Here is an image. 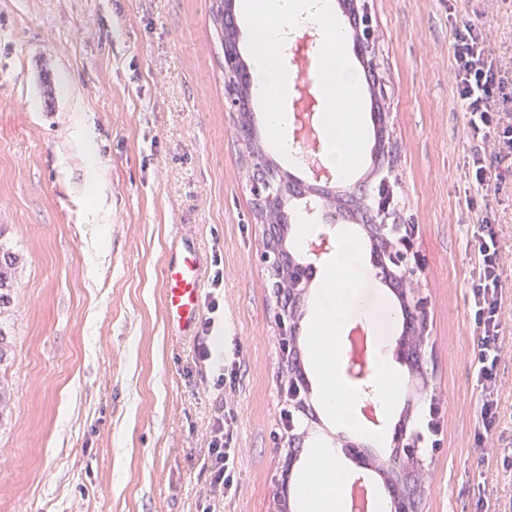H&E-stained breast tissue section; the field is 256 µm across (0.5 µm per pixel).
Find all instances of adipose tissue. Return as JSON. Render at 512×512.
<instances>
[{
	"label": "adipose tissue",
	"mask_w": 512,
	"mask_h": 512,
	"mask_svg": "<svg viewBox=\"0 0 512 512\" xmlns=\"http://www.w3.org/2000/svg\"><path fill=\"white\" fill-rule=\"evenodd\" d=\"M360 253L357 237L341 232L336 255L324 274L330 310L317 313L312 321L319 344L316 362L322 368L323 404L326 412L345 427L358 426L356 406L361 395L336 375L337 338L347 323L369 319L372 314L370 297L355 286L352 278ZM349 480L350 473L340 456L324 457L299 487V512H345L344 489Z\"/></svg>",
	"instance_id": "1"
}]
</instances>
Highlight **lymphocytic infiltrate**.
<instances>
[{
    "instance_id": "obj_1",
    "label": "lymphocytic infiltrate",
    "mask_w": 512,
    "mask_h": 512,
    "mask_svg": "<svg viewBox=\"0 0 512 512\" xmlns=\"http://www.w3.org/2000/svg\"><path fill=\"white\" fill-rule=\"evenodd\" d=\"M491 39L489 30L474 23L465 22L454 29L455 66L450 80L466 106L471 136L482 143L481 149L469 156L465 171L469 186L479 192L490 185L488 154L512 155V126H502L500 117L502 105L512 99L506 93L508 83L512 82V68L493 56ZM477 253L478 283L471 292L470 317L479 336L476 382L482 405L475 437L482 441L492 433L497 420L493 395L501 352L498 305L501 255L491 227H483ZM206 467L212 488L226 491L232 487L237 452L224 439V419L220 416L214 421Z\"/></svg>"
}]
</instances>
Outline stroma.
Returning <instances> with one entry per match:
<instances>
[{
  "label": "stroma",
  "mask_w": 512,
  "mask_h": 512,
  "mask_svg": "<svg viewBox=\"0 0 512 512\" xmlns=\"http://www.w3.org/2000/svg\"><path fill=\"white\" fill-rule=\"evenodd\" d=\"M385 109L396 142L397 211L415 227L409 264L428 346L424 374L399 354V306L363 249L353 270L372 296L367 324L399 376L390 413L363 422L413 435L405 400L435 403V440L418 445L417 512H512V159L494 161L498 194L469 192L464 104L450 81L465 17L512 62V0H367ZM211 0H0V242L15 252L0 428V512H198L216 415L238 450L220 512H277L340 433L316 414L283 475L288 407L276 296L261 258L237 114L228 108ZM94 154L75 147L80 130ZM496 224L503 257L498 422L474 441L481 406L468 313L475 239ZM203 256L211 335H175L166 258ZM218 309H210V302ZM209 347L212 362L196 350ZM234 377L216 388L220 369Z\"/></svg>",
  "instance_id": "obj_1"
}]
</instances>
